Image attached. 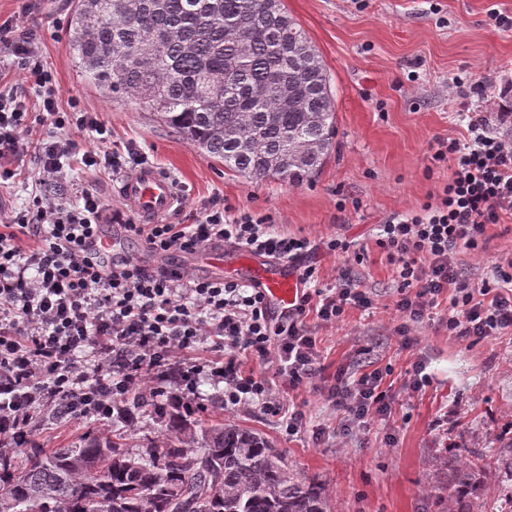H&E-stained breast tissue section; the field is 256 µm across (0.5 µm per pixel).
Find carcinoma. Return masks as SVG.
Listing matches in <instances>:
<instances>
[{"mask_svg":"<svg viewBox=\"0 0 512 512\" xmlns=\"http://www.w3.org/2000/svg\"><path fill=\"white\" fill-rule=\"evenodd\" d=\"M70 48L100 87L231 171L298 185L332 149L325 63L282 0H78ZM154 419L161 452L132 455L122 437L90 433L0 455V512H331L324 488L287 471L260 434L173 411ZM462 452L452 465L436 458L437 512H483L484 453Z\"/></svg>","mask_w":512,"mask_h":512,"instance_id":"1","label":"carcinoma"}]
</instances>
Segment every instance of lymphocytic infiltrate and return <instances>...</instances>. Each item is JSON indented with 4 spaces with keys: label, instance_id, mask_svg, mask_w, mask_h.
<instances>
[{
    "label": "lymphocytic infiltrate",
    "instance_id": "f902f5d3",
    "mask_svg": "<svg viewBox=\"0 0 512 512\" xmlns=\"http://www.w3.org/2000/svg\"><path fill=\"white\" fill-rule=\"evenodd\" d=\"M0 46L18 59L39 89V113L15 87L0 89V185L12 183L26 156L38 164L40 192L31 206L0 213V452L13 451L31 434L38 406L61 409L72 419L94 421L109 434L112 418L128 398L188 416L203 413L199 385L220 388L228 409H252L278 418L286 435L306 425L301 410L287 406L290 392L319 388L342 411L346 432L390 414L394 397L385 372L355 373L338 367L324 375L318 339L305 324L308 314L325 325L344 321L348 310L371 309L369 292L348 272L320 287L312 262L319 249L349 251L333 237L316 244L273 231L268 217L231 211L214 198L190 224H139L112 214L145 257L108 258L96 244L105 236L101 198L84 192L65 203L50 188L80 157L88 167L131 176L145 161L126 153L86 151L65 128L109 132L93 113L58 108L52 77L41 63L32 34L0 25ZM49 132L28 145L20 136L30 121ZM435 162L454 169L435 199L388 215L377 226L376 243L395 268L397 329L410 347V324L447 305L448 333L481 340L512 330V260L494 264L491 279L473 285L462 276L459 249L481 252L487 225L512 219V138L492 132L472 113L464 137L436 138ZM288 262L302 292L287 317L273 313L256 289L221 277L192 279L153 266L151 257L195 254L216 243Z\"/></svg>",
    "mask_w": 512,
    "mask_h": 512
}]
</instances>
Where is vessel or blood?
<instances>
[{
  "label": "vessel or blood",
  "mask_w": 512,
  "mask_h": 512,
  "mask_svg": "<svg viewBox=\"0 0 512 512\" xmlns=\"http://www.w3.org/2000/svg\"><path fill=\"white\" fill-rule=\"evenodd\" d=\"M119 193L130 208L147 220L168 214L178 198L170 176L152 166L122 179ZM240 271L243 280L261 291L268 303L283 310L294 303L300 284L287 265H268L248 257L241 260Z\"/></svg>",
  "instance_id": "1"
}]
</instances>
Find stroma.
I'll list each match as a JSON object with an SVG mask.
<instances>
[{
  "instance_id": "obj_1",
  "label": "stroma",
  "mask_w": 512,
  "mask_h": 512,
  "mask_svg": "<svg viewBox=\"0 0 512 512\" xmlns=\"http://www.w3.org/2000/svg\"><path fill=\"white\" fill-rule=\"evenodd\" d=\"M322 56L336 109L331 156L311 181L291 185L255 181L190 145L143 104L112 97L77 66L69 23L75 0H0V23L36 35L51 72L59 105L70 101L94 113L112 130V150L133 147L175 181L182 198L164 216L167 224L191 223L212 198L235 209L269 216L276 230L317 241L339 236L363 261L322 252L316 266L322 284L349 268L373 299L369 311H352L336 326L307 319L328 371L391 366L395 402L360 432L344 435L343 416L324 397L305 390L293 401L306 416L295 437L276 418L249 410H225L210 396L205 418H220L260 433L300 477L316 479L333 512H435L429 471L444 449H482L490 468L500 463L497 435L512 426V334L477 342L449 336L444 309L412 324L410 349L399 346L393 267L375 243L380 218L419 207L448 181L449 165L431 162L435 137L466 130L460 112H481L485 97L512 85V30L493 19L512 17V0H284ZM482 81L485 97L448 91L454 77ZM119 177L73 169L54 192L64 201L85 191L101 197L106 212L123 209ZM347 200L338 211V200ZM487 250L460 251L466 278L480 282L492 263L512 259V223L486 228ZM424 362L431 383L410 388L414 362Z\"/></svg>"
}]
</instances>
